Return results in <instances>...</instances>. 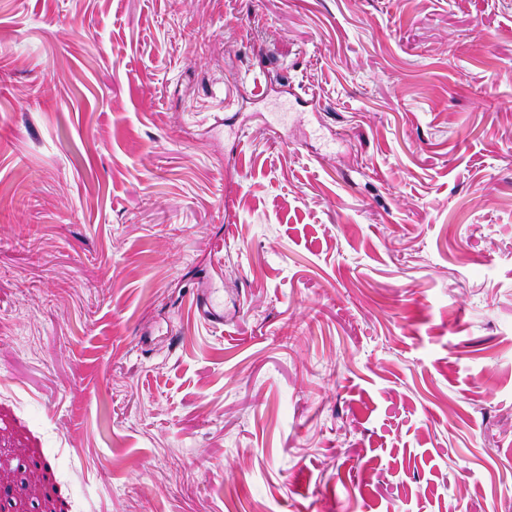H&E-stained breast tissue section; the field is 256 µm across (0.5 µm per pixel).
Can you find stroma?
Segmentation results:
<instances>
[{"instance_id": "obj_1", "label": "stroma", "mask_w": 512, "mask_h": 512, "mask_svg": "<svg viewBox=\"0 0 512 512\" xmlns=\"http://www.w3.org/2000/svg\"><path fill=\"white\" fill-rule=\"evenodd\" d=\"M0 484L512 512V0H0Z\"/></svg>"}]
</instances>
